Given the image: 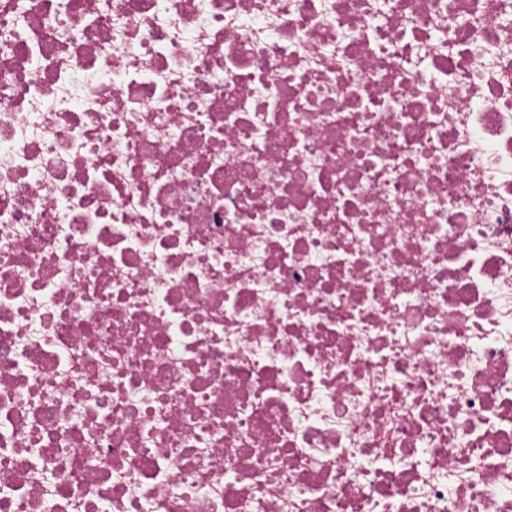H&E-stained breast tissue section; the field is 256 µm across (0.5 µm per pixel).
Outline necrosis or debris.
Listing matches in <instances>:
<instances>
[{"mask_svg":"<svg viewBox=\"0 0 512 512\" xmlns=\"http://www.w3.org/2000/svg\"><path fill=\"white\" fill-rule=\"evenodd\" d=\"M0 512H512V0H0Z\"/></svg>","mask_w":512,"mask_h":512,"instance_id":"obj_1","label":"necrosis or debris"}]
</instances>
